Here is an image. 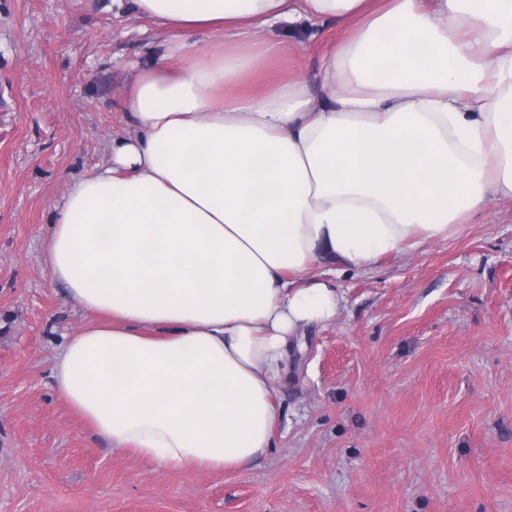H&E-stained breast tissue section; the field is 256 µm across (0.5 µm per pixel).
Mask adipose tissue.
Masks as SVG:
<instances>
[{
    "label": "adipose tissue",
    "mask_w": 512,
    "mask_h": 512,
    "mask_svg": "<svg viewBox=\"0 0 512 512\" xmlns=\"http://www.w3.org/2000/svg\"><path fill=\"white\" fill-rule=\"evenodd\" d=\"M132 2L175 35L53 212L45 265L87 317L53 388L112 450L237 472L273 445L291 339L344 301L325 259L360 269L512 200V0ZM282 20L341 28L319 92L262 83Z\"/></svg>",
    "instance_id": "obj_1"
}]
</instances>
